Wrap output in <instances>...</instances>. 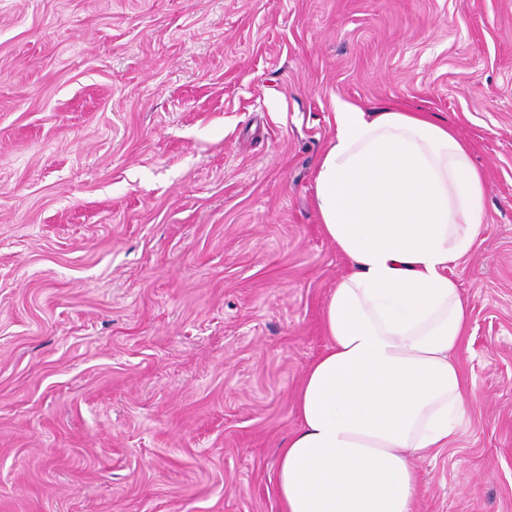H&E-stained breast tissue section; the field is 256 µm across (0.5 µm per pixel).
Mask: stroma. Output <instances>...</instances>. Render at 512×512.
Listing matches in <instances>:
<instances>
[{
    "label": "stroma",
    "mask_w": 512,
    "mask_h": 512,
    "mask_svg": "<svg viewBox=\"0 0 512 512\" xmlns=\"http://www.w3.org/2000/svg\"><path fill=\"white\" fill-rule=\"evenodd\" d=\"M339 100L486 176L474 402L416 512H512V0H0V512H281Z\"/></svg>",
    "instance_id": "35a3bbf8"
}]
</instances>
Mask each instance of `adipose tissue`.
<instances>
[{
    "label": "adipose tissue",
    "mask_w": 512,
    "mask_h": 512,
    "mask_svg": "<svg viewBox=\"0 0 512 512\" xmlns=\"http://www.w3.org/2000/svg\"><path fill=\"white\" fill-rule=\"evenodd\" d=\"M334 126L315 200L349 271L326 301L329 343L296 394L277 494L283 512H414L415 462L447 446L468 404L469 310L447 271L487 221V183L428 114L340 101Z\"/></svg>",
    "instance_id": "1"
}]
</instances>
